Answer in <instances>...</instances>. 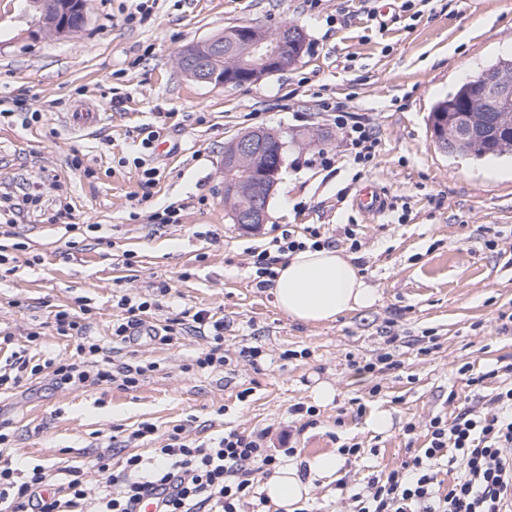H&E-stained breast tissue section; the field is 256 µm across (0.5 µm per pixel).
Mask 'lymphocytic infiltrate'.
<instances>
[{
	"mask_svg": "<svg viewBox=\"0 0 512 512\" xmlns=\"http://www.w3.org/2000/svg\"><path fill=\"white\" fill-rule=\"evenodd\" d=\"M310 241L282 235L258 252L254 265L262 285L273 283L275 267L289 253L306 245L321 247L318 231ZM117 305L125 317L112 325V335L130 342L140 332L156 305L155 300H132L122 296ZM58 335L77 337L76 356L68 361L51 359L32 365L18 358L0 366V387L19 385L23 372L38 375L50 370L56 385L79 387L86 384H114L136 388L141 377L154 371L155 363L123 360L86 341L82 317L61 309L54 314ZM211 333L214 344L196 360L199 368L224 364L222 341L224 322L206 310L186 318H173L162 327L161 341L170 345L192 333ZM488 411L467 408L453 420L434 417L429 423L426 448L391 471L386 478H373L367 493L355 494L357 512H512V386L497 392ZM266 430L250 433L235 430L213 441H199L168 434L160 448L159 464L145 466L137 455L126 457L118 473L96 460L97 472L106 477V490L92 493L83 471L73 470L64 493L51 492V476L42 466L28 470L0 465V512H136L139 502L149 496L166 497L163 512H238L240 501L249 496L258 475H267L282 457L295 455V448L275 451L267 446ZM456 453L465 470L449 487H442L432 468L435 459Z\"/></svg>",
	"mask_w": 512,
	"mask_h": 512,
	"instance_id": "f902f5d3",
	"label": "lymphocytic infiltrate"
}]
</instances>
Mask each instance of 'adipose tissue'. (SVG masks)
Wrapping results in <instances>:
<instances>
[{"instance_id":"adipose-tissue-1","label":"adipose tissue","mask_w":512,"mask_h":512,"mask_svg":"<svg viewBox=\"0 0 512 512\" xmlns=\"http://www.w3.org/2000/svg\"><path fill=\"white\" fill-rule=\"evenodd\" d=\"M276 304L291 320L318 324L371 307L378 299L357 267L334 248L306 249L287 255L276 267ZM280 507L299 501L308 490L297 466L277 471L263 486Z\"/></svg>"}]
</instances>
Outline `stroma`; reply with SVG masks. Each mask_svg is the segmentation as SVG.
<instances>
[{
  "label": "stroma",
  "mask_w": 512,
  "mask_h": 512,
  "mask_svg": "<svg viewBox=\"0 0 512 512\" xmlns=\"http://www.w3.org/2000/svg\"><path fill=\"white\" fill-rule=\"evenodd\" d=\"M140 2L90 0L85 27L55 38L32 35L19 0H0V191L39 194L17 235L0 236L16 266L0 280V330L13 335L0 363L13 352L35 363L70 358L74 339L53 328L61 306H86L90 341L111 347L124 316L118 296L164 285L153 324L209 310L224 321L225 364L195 366L206 337L166 345L145 336L136 357L157 368L137 388L60 387L46 372L23 379L0 393V459L47 467L60 488L79 467L94 489L99 453L116 467L136 454L152 466L176 427L201 440L265 429L269 447L286 440L297 450L303 512H355L353 494L426 447L431 418L483 409L512 385V330L500 321L512 314V158L445 153L429 120L456 86L512 55V0H413L407 11L398 0H153L141 18ZM240 24L297 26L304 53L240 86L182 72L187 44ZM338 105L376 134L370 165L355 162ZM80 108L98 114L85 130L66 119ZM248 129L286 144L267 221L253 231L224 206V148ZM321 151L330 164L314 162ZM138 157L160 173L147 199ZM368 182L389 199L382 214L351 206ZM167 208L178 223L153 224ZM311 229L376 288L373 306L303 324L258 286L255 253ZM32 329L39 344L26 338ZM481 373L484 383L471 384ZM322 385L334 396L320 405ZM297 404L316 406L315 424ZM381 413L383 430L372 425ZM144 422L156 435L130 439ZM345 443L361 452L343 456L336 475L310 472L309 461Z\"/></svg>",
  "instance_id": "obj_1"
}]
</instances>
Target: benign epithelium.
<instances>
[{
    "label": "benign epithelium",
    "instance_id": "obj_1",
    "mask_svg": "<svg viewBox=\"0 0 512 512\" xmlns=\"http://www.w3.org/2000/svg\"><path fill=\"white\" fill-rule=\"evenodd\" d=\"M45 15H56L50 35L70 37L79 32L87 21L74 22L65 11L66 0H41ZM232 36L218 35L192 42L179 53L180 68L194 81L223 87L256 82L280 71L298 59L304 52L301 31L285 25L270 32L254 25H238L230 30ZM473 82L476 96L461 111L451 113L448 120L433 128L434 139L443 151L463 149L475 138L490 136L502 129H512V78L503 72L484 70ZM494 113L493 126L479 122L473 116V105ZM274 144L268 133L251 129L231 141L224 152V199L229 202L243 189L250 186L249 202L230 209L234 223L252 230L266 222L269 199L278 181L282 167L285 144L277 143L278 149L270 153Z\"/></svg>",
    "mask_w": 512,
    "mask_h": 512
}]
</instances>
